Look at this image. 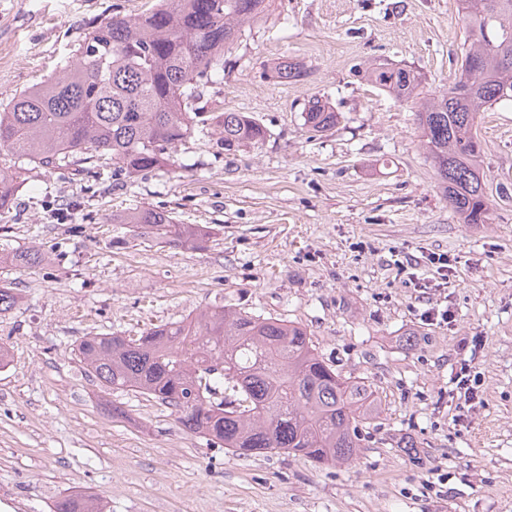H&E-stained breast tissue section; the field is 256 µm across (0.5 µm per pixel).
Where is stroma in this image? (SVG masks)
<instances>
[{
    "mask_svg": "<svg viewBox=\"0 0 512 512\" xmlns=\"http://www.w3.org/2000/svg\"><path fill=\"white\" fill-rule=\"evenodd\" d=\"M155 2L0 0V103L112 16ZM464 40L456 0H271L196 102L254 116L263 141L228 150L198 132L172 170L116 181L108 162L46 169L19 190L0 215V288L19 297L0 313V494L17 512H50L76 483L104 512H512V103L481 115L492 219L464 224L413 109L355 72L385 59L443 91ZM282 59L304 80L275 78ZM315 98L342 119L312 137ZM147 207L210 235L174 246L118 223ZM36 247L40 263L7 264ZM216 307L297 324L333 369L373 385L382 412L353 462L236 454L158 400L103 389L75 355L81 337L137 336ZM432 309L449 322L425 319ZM475 337L481 348L464 349ZM465 359L480 376L471 408L453 394Z\"/></svg>",
    "mask_w": 512,
    "mask_h": 512,
    "instance_id": "stroma-1",
    "label": "stroma"
}]
</instances>
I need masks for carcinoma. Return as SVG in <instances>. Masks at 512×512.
Returning a JSON list of instances; mask_svg holds the SVG:
<instances>
[{"mask_svg": "<svg viewBox=\"0 0 512 512\" xmlns=\"http://www.w3.org/2000/svg\"><path fill=\"white\" fill-rule=\"evenodd\" d=\"M268 7L269 0H159L136 18L114 16L94 30L58 74L0 106V153L28 161L0 176V213L12 209L36 170L80 175L84 164L108 156L114 177L151 173L172 165L171 150L197 129L216 128L226 150L265 139L267 129L251 115L198 112L194 104L224 71V49ZM458 10L469 44L447 90L430 93L420 75L386 60L363 73L417 107L443 196L463 223L487 224L478 119L492 105L512 102V0H458ZM275 71L286 81L306 76L300 63L286 60ZM303 119L317 135L336 128L340 115L316 98ZM120 221L167 244L206 237L199 225L179 224L164 210ZM75 352L105 389L155 398L187 431L241 455L287 452L321 465L348 463L382 408L369 385L324 361L302 327L222 307L135 338L84 336ZM53 512L101 509L68 495Z\"/></svg>", "mask_w": 512, "mask_h": 512, "instance_id": "cac0c4a2", "label": "carcinoma"}]
</instances>
